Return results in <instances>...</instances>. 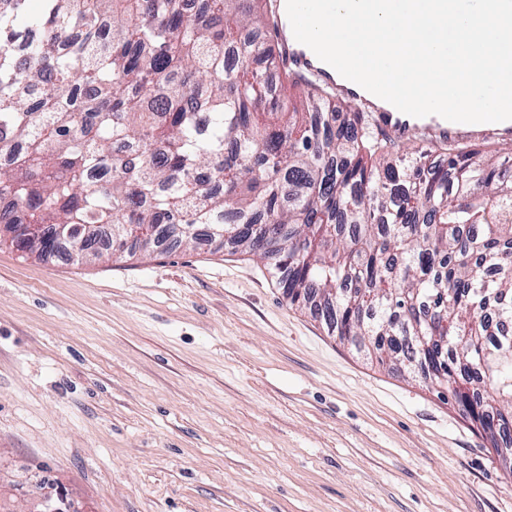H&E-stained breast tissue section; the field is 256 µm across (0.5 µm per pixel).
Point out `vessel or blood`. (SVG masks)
<instances>
[{
    "label": "vessel or blood",
    "instance_id": "b4317fda",
    "mask_svg": "<svg viewBox=\"0 0 512 512\" xmlns=\"http://www.w3.org/2000/svg\"><path fill=\"white\" fill-rule=\"evenodd\" d=\"M269 11L271 34L282 63L290 66L294 72L314 76L318 81L334 88L342 97L368 103L375 123L396 140L402 141L421 135L432 143L462 137L482 141L512 134V120L467 124L450 122L437 115L418 118L398 111L390 103L342 77L333 67L318 59L309 47L298 42L286 13V0H271Z\"/></svg>",
    "mask_w": 512,
    "mask_h": 512
}]
</instances>
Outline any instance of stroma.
<instances>
[{
	"mask_svg": "<svg viewBox=\"0 0 512 512\" xmlns=\"http://www.w3.org/2000/svg\"><path fill=\"white\" fill-rule=\"evenodd\" d=\"M77 512H512L447 396L372 363L232 244H0V492Z\"/></svg>",
	"mask_w": 512,
	"mask_h": 512,
	"instance_id": "stroma-1",
	"label": "stroma"
}]
</instances>
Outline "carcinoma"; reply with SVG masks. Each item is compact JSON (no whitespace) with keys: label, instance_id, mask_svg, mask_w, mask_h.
<instances>
[{"label":"carcinoma","instance_id":"cac0c4a2","mask_svg":"<svg viewBox=\"0 0 512 512\" xmlns=\"http://www.w3.org/2000/svg\"><path fill=\"white\" fill-rule=\"evenodd\" d=\"M255 0H9L0 8V225L39 258L153 231L228 235L328 330L512 440V148L397 143L305 81L289 106Z\"/></svg>","mask_w":512,"mask_h":512}]
</instances>
